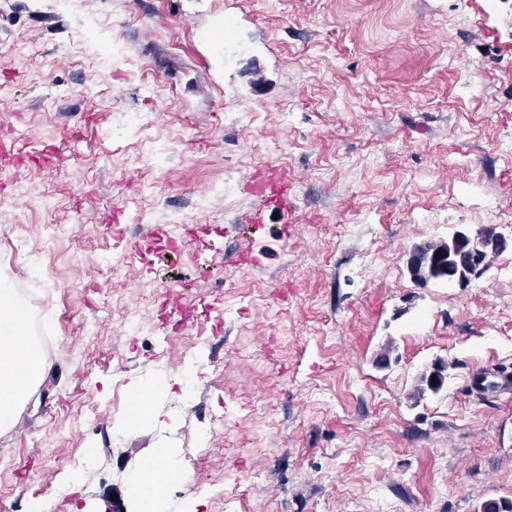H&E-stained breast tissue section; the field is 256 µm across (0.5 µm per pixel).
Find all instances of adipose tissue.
Listing matches in <instances>:
<instances>
[{
  "label": "adipose tissue",
  "instance_id": "ef3b65f1",
  "mask_svg": "<svg viewBox=\"0 0 512 512\" xmlns=\"http://www.w3.org/2000/svg\"><path fill=\"white\" fill-rule=\"evenodd\" d=\"M29 313L0 277V429L8 427L40 377V361L29 336Z\"/></svg>",
  "mask_w": 512,
  "mask_h": 512
}]
</instances>
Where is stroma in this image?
Listing matches in <instances>:
<instances>
[{
  "mask_svg": "<svg viewBox=\"0 0 512 512\" xmlns=\"http://www.w3.org/2000/svg\"><path fill=\"white\" fill-rule=\"evenodd\" d=\"M2 135L56 153L0 167V277L60 343L0 430V501L139 512L155 456L191 479L159 512L512 499V389L468 387L512 372V245L463 286L407 268L463 227L512 235V0H0ZM267 164L293 174L292 212L252 224ZM199 237L220 249L196 260ZM181 281L232 309L221 334L161 316ZM201 336L185 405L171 370ZM439 359L443 388L413 403ZM137 385L154 394L135 423ZM154 465L155 462H152L144 466L131 487V493L145 503L152 502L158 496L157 492L160 488V474L157 470H154ZM149 472L151 476L146 479L144 476Z\"/></svg>",
  "mask_w": 512,
  "mask_h": 512,
  "instance_id": "1",
  "label": "stroma"
}]
</instances>
